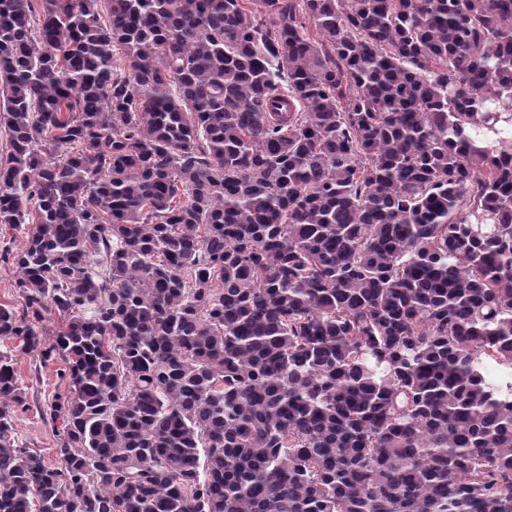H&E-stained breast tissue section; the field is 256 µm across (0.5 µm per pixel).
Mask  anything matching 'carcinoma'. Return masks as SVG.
I'll use <instances>...</instances> for the list:
<instances>
[{"mask_svg": "<svg viewBox=\"0 0 512 512\" xmlns=\"http://www.w3.org/2000/svg\"><path fill=\"white\" fill-rule=\"evenodd\" d=\"M0 130V512H512V0H0ZM16 286L15 268L0 259V303L8 305L17 315L26 313V302ZM17 339L0 337V353L13 350L14 367L21 391L19 402L10 403L11 440L16 448H29L45 456L50 464H56L55 452L63 437V420L50 417V404L56 394L68 387L66 377L60 373L67 365L53 358L44 361L39 350L26 353L15 351Z\"/></svg>", "mask_w": 512, "mask_h": 512, "instance_id": "obj_1", "label": "carcinoma"}]
</instances>
